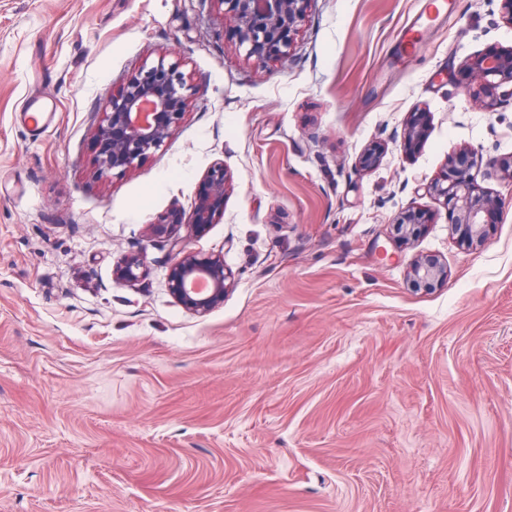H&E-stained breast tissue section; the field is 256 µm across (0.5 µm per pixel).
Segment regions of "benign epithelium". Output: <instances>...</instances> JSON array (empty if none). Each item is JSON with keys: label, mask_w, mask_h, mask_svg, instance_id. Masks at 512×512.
Instances as JSON below:
<instances>
[{"label": "benign epithelium", "mask_w": 512, "mask_h": 512, "mask_svg": "<svg viewBox=\"0 0 512 512\" xmlns=\"http://www.w3.org/2000/svg\"><path fill=\"white\" fill-rule=\"evenodd\" d=\"M232 23V33L245 57L264 68L272 60L290 56L294 36L304 21L311 0H217ZM465 84L473 89L475 104L490 109L497 90L512 84V48L490 46L469 56L463 66ZM190 84L175 62L160 58L143 66L119 91L104 99L101 119L91 137L93 165L100 176H122L141 166L151 154L166 145L179 126L190 95ZM430 129V113L416 109L409 113L403 129L402 147L408 153L421 149ZM385 151L382 143H373L361 153L358 166L367 171L375 167ZM483 157L471 147H461L449 157L446 169L427 184L426 192L435 199L452 204V226L461 245L480 246L490 225L503 215L502 201L483 188L474 170ZM229 185L222 164L211 167L203 176L189 227L199 236L224 214ZM433 222L432 213L410 205L393 220L396 245L409 244L423 227ZM183 224L182 214L170 212L165 219L148 226L155 239L169 242L176 260L168 276V291L187 312L205 315L224 304L235 283L232 270L222 255H201L190 248L186 238L174 237ZM117 280L135 283L145 275L141 254L126 257L114 270ZM201 281L206 287L190 284ZM448 281V266L436 256L415 258L409 267L407 282L414 291H431Z\"/></svg>", "instance_id": "7a95c632"}]
</instances>
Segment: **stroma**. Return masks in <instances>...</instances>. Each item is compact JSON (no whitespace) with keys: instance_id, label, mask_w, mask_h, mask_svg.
<instances>
[{"instance_id":"1","label":"stroma","mask_w":512,"mask_h":512,"mask_svg":"<svg viewBox=\"0 0 512 512\" xmlns=\"http://www.w3.org/2000/svg\"><path fill=\"white\" fill-rule=\"evenodd\" d=\"M491 45L497 0H312L263 69L215 0H0V512H512V182L479 172L504 208L474 251L425 193L459 147L512 157V87L489 112L461 76ZM162 55L194 88L174 138L95 178L100 100ZM216 164L224 215L190 246L235 285L197 316L147 227ZM412 204L435 219L401 248ZM418 255L445 285L409 289ZM429 129L430 112L420 108L409 112L402 134L403 150L408 153L419 151L427 140ZM145 267L143 254H133L117 265L114 275L118 281L135 283L145 275Z\"/></svg>"}]
</instances>
